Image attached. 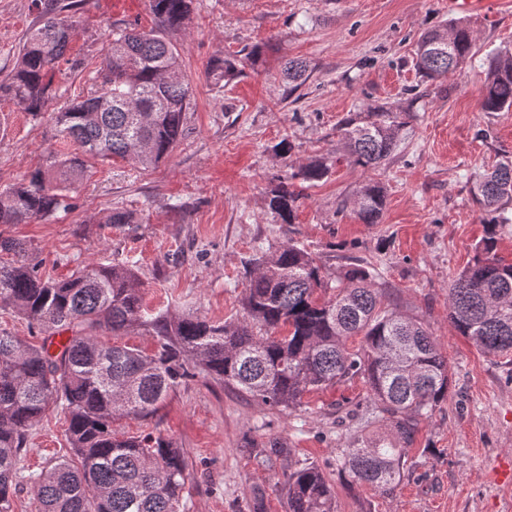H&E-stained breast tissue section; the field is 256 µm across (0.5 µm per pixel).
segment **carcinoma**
Here are the masks:
<instances>
[{
	"label": "carcinoma",
	"mask_w": 512,
	"mask_h": 512,
	"mask_svg": "<svg viewBox=\"0 0 512 512\" xmlns=\"http://www.w3.org/2000/svg\"><path fill=\"white\" fill-rule=\"evenodd\" d=\"M156 27L112 34L98 84L56 113L59 134L77 146L47 167L0 191V224H21L71 208L69 186L89 160L120 158L144 170L167 157L185 131L193 91L181 73L179 53L167 38L186 29L192 0H149ZM42 20L24 35L14 69L0 80V98L36 117L56 98V75L79 32V21L58 18L35 2ZM470 23L456 19L426 30L415 49L422 83L460 71L473 56ZM288 94L305 82L306 65L286 67ZM238 74L236 61L218 57L209 78L218 85ZM421 92L405 105L381 104L350 114L339 126L344 157L353 167L374 170L398 146ZM482 109L512 110V49L487 59ZM329 173L322 159L302 162L269 190L268 208L283 224L294 223L301 196L290 181L315 183ZM491 225L512 224V159L476 178L471 188ZM385 208L374 182L356 192L354 212L363 224H378ZM489 229L475 246L473 262L448 288V319L459 335L487 356L512 355V263L498 257ZM0 305L11 307L47 334L39 345L0 332V512H12L20 456L31 427L51 404L61 407L67 428L65 452L39 475V512H180L188 463L172 441L149 432L118 435L122 418L156 415L171 391L194 376L187 360L239 392L281 411L301 404L313 389L360 377L368 387L362 424L382 434L363 437L337 459L350 483L390 498L401 484L421 418L448 397V358L418 319L384 306L370 272L352 264L330 286L304 248L289 240L271 255L249 261L243 314L233 322L146 312L134 266L87 263L63 279L43 276L30 262L26 243L0 235ZM332 294H327L328 290ZM122 336L140 329L156 338L145 354L107 344L96 332ZM68 334L50 352L51 338ZM361 337L356 349L346 342ZM284 490L288 512H336L324 473L308 464L289 473Z\"/></svg>",
	"instance_id": "obj_1"
}]
</instances>
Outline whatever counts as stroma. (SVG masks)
Listing matches in <instances>:
<instances>
[{"label":"stroma","instance_id":"stroma-1","mask_svg":"<svg viewBox=\"0 0 512 512\" xmlns=\"http://www.w3.org/2000/svg\"><path fill=\"white\" fill-rule=\"evenodd\" d=\"M78 65L55 80L57 106L90 90L113 31L150 30L148 0H76ZM32 0H0V77L14 67L21 39L38 19ZM448 0H193L185 30L171 33L194 101L186 132L158 167L96 163L72 188L69 212L6 224L28 242L40 274L63 278L78 264L136 263L151 311L195 313L215 322L242 313L245 263L286 240L304 246L329 281L362 261L391 307L418 316L448 358V398L421 419L408 452L412 472L393 497L350 484L336 466L341 448L369 435L347 414L364 405L355 378L307 393L279 411L198 374L171 393L157 414L117 421V433L153 432L183 448L189 478L182 512H249L261 492L265 512H286L289 472L317 465L336 495L337 512H512V361L489 357L448 320V288L485 235L471 193L476 172L512 156V112L482 109L488 55L512 46V0H488L468 13L474 55L460 75L433 85L416 105L399 147L381 168L337 161L336 127L370 104L406 102L418 82L415 46L428 28L454 19ZM264 49L261 60L247 55ZM235 59L238 75L213 85L216 57ZM306 61L310 77L289 93L287 60ZM294 146L278 153L281 140ZM56 115L39 117L0 101V189L66 152ZM331 160L323 180L303 188L291 224L275 223L266 200L293 161ZM385 192L379 223H361L351 199L362 183ZM115 208L131 224H112ZM64 415L49 407L29 432L13 512H36L38 477L65 446ZM279 440L288 455L262 461L257 448Z\"/></svg>","mask_w":512,"mask_h":512}]
</instances>
